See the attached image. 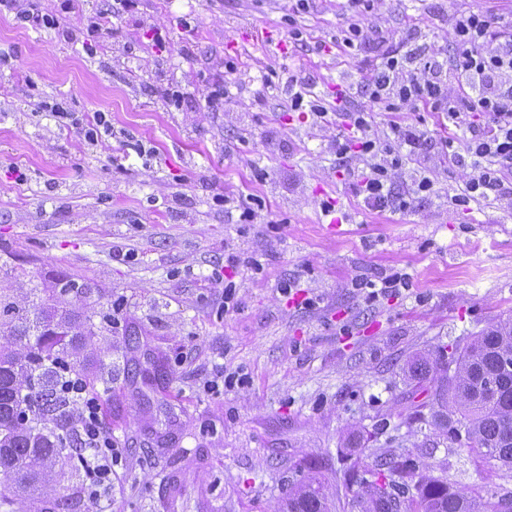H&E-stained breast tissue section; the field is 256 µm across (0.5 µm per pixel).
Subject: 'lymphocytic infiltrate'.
Segmentation results:
<instances>
[{
  "label": "lymphocytic infiltrate",
  "instance_id": "obj_1",
  "mask_svg": "<svg viewBox=\"0 0 512 512\" xmlns=\"http://www.w3.org/2000/svg\"><path fill=\"white\" fill-rule=\"evenodd\" d=\"M133 0H111L107 8L93 16H85L81 0H62L54 8L45 0H0V11L13 13L21 25L44 26L53 29L64 40L81 45L84 52L95 53L100 37L110 31L112 20L130 10ZM491 14L470 11L456 15L451 38L457 52L451 63L437 58L424 60L427 79L407 75V57L385 55L368 81L371 102L385 111L400 112L405 106H426L433 112L447 113L449 121L459 123L466 112L487 113L493 122L490 131L472 135L464 150L472 158L475 173L465 183L462 202L489 197H512V33L495 31ZM465 77L470 89L462 94H451L449 77ZM33 107L46 113L59 127L75 131L86 143L97 146L112 137L109 113L93 116L72 111L65 101L47 96L38 97ZM354 127L359 134L360 151L391 155L390 163L373 165L357 187L367 208L383 210L392 206L408 209V201L395 193L389 169L399 165L390 145L371 138L369 123L364 115H357ZM78 409V433L83 442L82 454L92 479L90 493L99 496L101 487L109 486L112 476V435L102 421L100 401L88 395L79 380L68 382Z\"/></svg>",
  "mask_w": 512,
  "mask_h": 512
}]
</instances>
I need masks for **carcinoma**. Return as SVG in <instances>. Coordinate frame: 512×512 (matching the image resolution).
<instances>
[{
  "mask_svg": "<svg viewBox=\"0 0 512 512\" xmlns=\"http://www.w3.org/2000/svg\"><path fill=\"white\" fill-rule=\"evenodd\" d=\"M89 283L63 276L55 288H32L20 303L0 289V509L15 512L29 502L28 512H79L84 484L73 482L64 492L43 494L58 464L75 472L83 467L77 415L64 383L82 381L86 392L107 403L112 398V363L91 359L84 350L92 339L112 332V314L90 306L60 310L40 293L88 294ZM455 365L448 373L440 357L412 363L413 376L436 384L439 410L434 423L449 441L454 430L465 434L463 445L485 459L512 470V317L502 319L451 348ZM355 484L343 480L345 494L359 512H502L496 492L458 491L441 477L427 475L408 454L385 451L376 464L362 470ZM414 492H408L409 488ZM281 512H332L322 482L312 478L288 492Z\"/></svg>",
  "mask_w": 512,
  "mask_h": 512,
  "instance_id": "1",
  "label": "carcinoma"
}]
</instances>
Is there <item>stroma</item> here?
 <instances>
[{"instance_id": "1", "label": "stroma", "mask_w": 512, "mask_h": 512, "mask_svg": "<svg viewBox=\"0 0 512 512\" xmlns=\"http://www.w3.org/2000/svg\"><path fill=\"white\" fill-rule=\"evenodd\" d=\"M293 5L136 0L93 56L0 13V285L48 288L67 274L112 314L90 350L112 363L104 416L119 457L85 512H280L308 477L335 492L388 449L455 488L512 492L511 472L421 428L434 390L407 370L512 315V201L455 200L473 173L464 142L490 117L456 126L439 112L384 111L364 92L402 40L452 57L455 13L488 11L505 26L512 0H377L366 15L351 0ZM357 21L384 41L339 46ZM224 80L230 98L206 108L208 85ZM296 82L329 104L325 117L292 110ZM174 87L177 105L160 95ZM37 95L110 113L112 139L82 142L34 112ZM359 109L372 137L393 122L425 133L395 174L413 194L408 210H370L355 193L374 159L337 145ZM424 161L429 192L415 186ZM328 199L342 221L322 214ZM215 269L218 285L206 280ZM394 271L410 278L396 294L351 285Z\"/></svg>"}]
</instances>
